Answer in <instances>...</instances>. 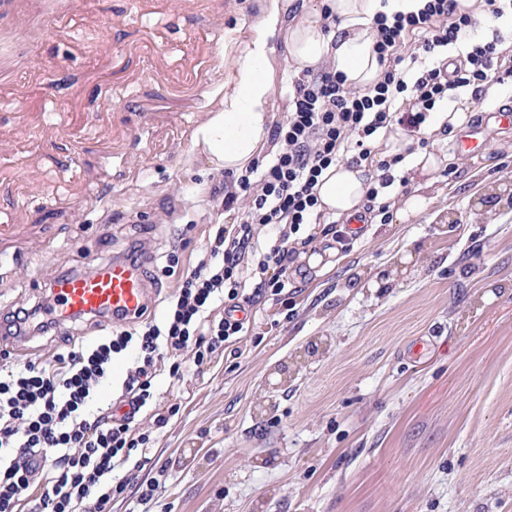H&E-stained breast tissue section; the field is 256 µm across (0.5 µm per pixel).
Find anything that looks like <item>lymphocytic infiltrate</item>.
<instances>
[{"label": "lymphocytic infiltrate", "mask_w": 512, "mask_h": 512, "mask_svg": "<svg viewBox=\"0 0 512 512\" xmlns=\"http://www.w3.org/2000/svg\"><path fill=\"white\" fill-rule=\"evenodd\" d=\"M470 12L459 0H425L417 12L380 16L374 23L378 81L349 87L334 66L307 69L295 80L282 121L271 130L274 148L263 165L247 167L224 190L230 224L212 225L196 265L168 296L160 319L121 328L90 344H74L52 361L19 362L0 350V512H109L113 498L142 505L157 487L138 478L156 434L180 412L159 409L156 379L185 384L213 359L240 344L250 328L247 312L266 295H282L300 253L316 236L341 237L325 221L316 193L322 174L342 163L375 161L366 191L367 212L388 218L383 191L395 182L392 161L373 160L380 132L400 126L418 139L432 114L462 88L483 91L512 78L502 39L473 40ZM420 34L414 53L397 48L406 33ZM466 46L463 63L451 49ZM406 110H399L401 94ZM321 224L319 235L299 237L301 225ZM51 292L18 304L0 317L5 335L52 336L57 320ZM125 356L120 383L112 363ZM148 416L150 428L138 417Z\"/></svg>", "instance_id": "f902f5d3"}]
</instances>
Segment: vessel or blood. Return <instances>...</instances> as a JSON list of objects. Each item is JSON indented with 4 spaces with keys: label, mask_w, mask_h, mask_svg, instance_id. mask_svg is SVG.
<instances>
[{
    "label": "vessel or blood",
    "mask_w": 512,
    "mask_h": 512,
    "mask_svg": "<svg viewBox=\"0 0 512 512\" xmlns=\"http://www.w3.org/2000/svg\"><path fill=\"white\" fill-rule=\"evenodd\" d=\"M57 300L60 333H68L69 320L85 313L112 316L123 323L136 321L154 305V287L139 265L116 257L85 274H65L50 284Z\"/></svg>",
    "instance_id": "vessel-or-blood-1"
}]
</instances>
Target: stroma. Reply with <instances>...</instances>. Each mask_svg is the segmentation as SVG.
I'll use <instances>...</instances> for the list:
<instances>
[{"mask_svg": "<svg viewBox=\"0 0 512 512\" xmlns=\"http://www.w3.org/2000/svg\"><path fill=\"white\" fill-rule=\"evenodd\" d=\"M267 0H15L0 13V314L50 278L141 239L160 294L231 223V181L193 134L234 83ZM269 109L295 77L271 41ZM512 84L464 91L476 124ZM433 132L447 165L395 166L423 204L360 237L318 239L288 299H262L242 355L214 359L167 403L140 479L148 512H512V128L474 158ZM114 151L102 155V143ZM182 241L176 272L165 269ZM276 389H269V382Z\"/></svg>", "mask_w": 512, "mask_h": 512, "instance_id": "1", "label": "stroma"}]
</instances>
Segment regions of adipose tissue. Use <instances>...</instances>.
<instances>
[{"label": "adipose tissue", "instance_id": "obj_1", "mask_svg": "<svg viewBox=\"0 0 512 512\" xmlns=\"http://www.w3.org/2000/svg\"><path fill=\"white\" fill-rule=\"evenodd\" d=\"M421 6V0H328L329 11L339 20L335 31L324 32L315 18L289 27L291 62L299 71L332 64L345 75L348 86L366 89L380 71L373 51L374 17L414 12ZM287 10L288 0H269L257 38L237 63L234 85L194 135L195 149L215 168L242 170L266 143L275 71L268 39L279 30ZM366 173L365 166L344 164L326 172L318 187L322 207L337 217L358 214L367 190Z\"/></svg>", "mask_w": 512, "mask_h": 512}]
</instances>
